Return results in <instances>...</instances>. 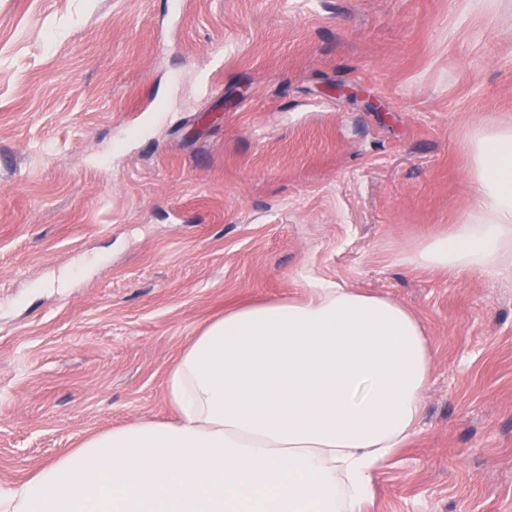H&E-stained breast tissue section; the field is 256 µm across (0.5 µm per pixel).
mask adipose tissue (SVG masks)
I'll use <instances>...</instances> for the list:
<instances>
[{
    "mask_svg": "<svg viewBox=\"0 0 512 512\" xmlns=\"http://www.w3.org/2000/svg\"><path fill=\"white\" fill-rule=\"evenodd\" d=\"M475 194L404 263L512 278V122L473 125ZM432 353L400 303L317 282L226 310L170 368L177 417L84 439L0 490V512H362L414 434Z\"/></svg>",
    "mask_w": 512,
    "mask_h": 512,
    "instance_id": "1",
    "label": "adipose tissue"
}]
</instances>
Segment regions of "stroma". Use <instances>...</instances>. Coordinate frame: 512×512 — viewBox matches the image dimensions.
<instances>
[{"instance_id":"obj_1","label":"stroma","mask_w":512,"mask_h":512,"mask_svg":"<svg viewBox=\"0 0 512 512\" xmlns=\"http://www.w3.org/2000/svg\"><path fill=\"white\" fill-rule=\"evenodd\" d=\"M180 9L0 0V487L171 419L202 326L320 278L406 306L433 355L365 512H512V279L401 261L468 209L466 131L512 122V10Z\"/></svg>"}]
</instances>
